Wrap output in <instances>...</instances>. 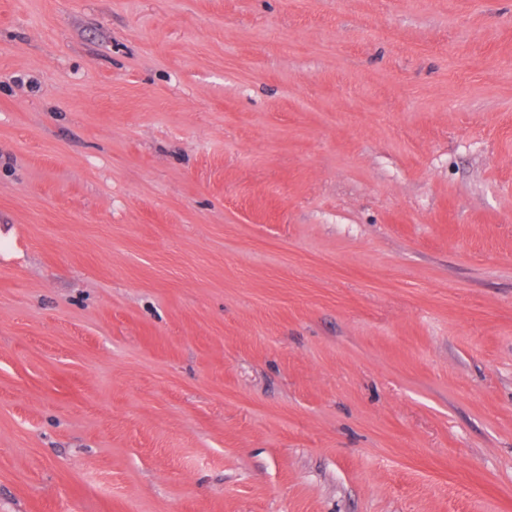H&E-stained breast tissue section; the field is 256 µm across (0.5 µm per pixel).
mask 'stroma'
<instances>
[{"mask_svg": "<svg viewBox=\"0 0 512 512\" xmlns=\"http://www.w3.org/2000/svg\"><path fill=\"white\" fill-rule=\"evenodd\" d=\"M0 512H512V0H0Z\"/></svg>", "mask_w": 512, "mask_h": 512, "instance_id": "1", "label": "stroma"}]
</instances>
